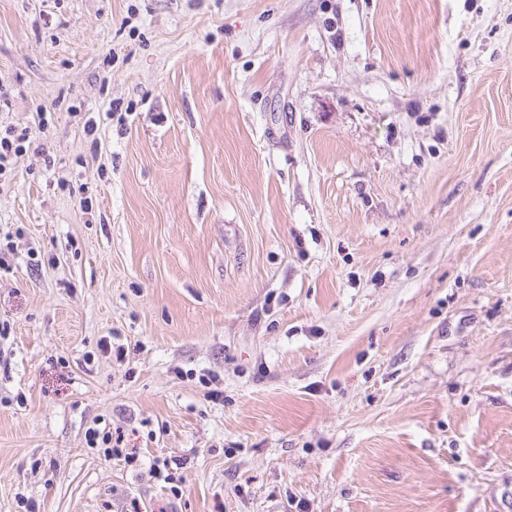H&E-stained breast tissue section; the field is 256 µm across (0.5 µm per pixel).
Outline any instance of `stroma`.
Wrapping results in <instances>:
<instances>
[{"label": "stroma", "instance_id": "stroma-1", "mask_svg": "<svg viewBox=\"0 0 512 512\" xmlns=\"http://www.w3.org/2000/svg\"><path fill=\"white\" fill-rule=\"evenodd\" d=\"M0 83V512H512V0H0ZM34 134L36 131L29 126L19 128L9 125L3 131L0 128V177L10 168L13 157L23 151L26 152L31 143H34ZM100 435L101 433L96 429H93L89 432L90 444H96V446H91L92 448L102 449L103 454L106 457L123 456L129 466L138 465L137 463L140 462L139 455L136 454V451H132V448H122L121 446L123 442L121 441L120 436L115 437L113 441V434L111 431L103 433L102 436ZM100 438L102 446H98V440Z\"/></svg>", "mask_w": 512, "mask_h": 512}]
</instances>
